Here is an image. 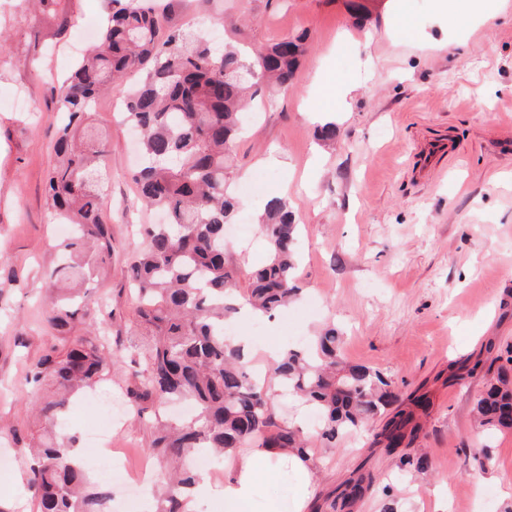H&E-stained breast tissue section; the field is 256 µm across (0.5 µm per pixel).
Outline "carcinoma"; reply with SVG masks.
<instances>
[{"instance_id":"cac0c4a2","label":"carcinoma","mask_w":512,"mask_h":512,"mask_svg":"<svg viewBox=\"0 0 512 512\" xmlns=\"http://www.w3.org/2000/svg\"><path fill=\"white\" fill-rule=\"evenodd\" d=\"M162 19L142 0H112L97 42L60 90L47 206L52 221L70 225L72 233L55 245L45 280V322L59 345L27 368L26 383L47 390L35 408L43 433L33 445L18 442L20 454L31 459L28 486L38 512H108L112 491L71 463L76 438L59 440L55 429L71 398L103 382L118 359L130 367L128 404L157 419L150 457L174 470L155 512H186L188 491L203 479L191 465L201 448L217 459L242 448H278L315 459L302 429L276 418L278 391L316 411L317 439L327 448L378 423L375 444L393 452L414 444L421 430L415 412L392 411L397 397L383 372L344 361V338L334 324L323 326L309 346L288 349L260 380L241 345L224 336V321L236 312L226 298L238 288L225 258V230L238 210L227 192L228 159L253 88L259 82L288 87L305 36L285 37L249 61L232 47L215 53L203 40L167 33ZM129 72L143 74L122 113L141 133L143 163L132 174L137 200L168 221L139 227L144 247L130 264L138 341L114 354L97 340L112 312L85 302L87 289L112 260L100 193L105 150L94 136L93 116L102 89ZM258 224L267 257L246 272L245 303L271 316L300 291L298 224L278 197L266 201ZM487 352L500 365L486 370L473 412L476 428L491 433L512 428V345L490 344ZM176 402L191 404L192 418L167 416L165 408ZM399 462L403 470L428 467L423 454L404 453ZM375 482L371 472L360 470L316 499L311 512H359Z\"/></svg>"}]
</instances>
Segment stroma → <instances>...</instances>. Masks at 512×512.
Returning <instances> with one entry per match:
<instances>
[{"instance_id": "stroma-1", "label": "stroma", "mask_w": 512, "mask_h": 512, "mask_svg": "<svg viewBox=\"0 0 512 512\" xmlns=\"http://www.w3.org/2000/svg\"><path fill=\"white\" fill-rule=\"evenodd\" d=\"M350 0H161L168 27L215 47L235 40L257 50L306 35L288 89L261 90L256 116L237 140L231 189L248 224L267 199L288 201L300 226V298L272 319L236 320L237 335L281 348L329 323L343 354L381 370L400 398L433 401L420 445L423 473L400 471L367 430L331 449L316 446L311 483L323 497L359 466L377 476L360 512H506L512 507V429L487 436L472 422L482 378L450 374L485 358L488 344H512V0L469 18L448 0L450 26L434 0H402L394 19L385 0H368L357 20ZM111 0H58L53 14L30 0H0V420L21 435L42 428V394L24 383L26 361L56 339L42 320L43 274L59 239L46 202V176L60 125V86L84 50L85 25ZM357 82L347 99L326 94L327 76ZM134 73L99 100L95 124L107 135L103 207L112 226V262L91 300L107 298L115 325L136 322L127 265L132 227L150 216L136 204L135 138L111 104L139 84ZM334 121L335 141L317 127ZM452 143L441 169L420 176L418 150ZM154 437L150 415L123 417L112 445L129 469ZM487 450L491 463L476 457ZM0 505L36 512L26 490L29 464L0 436Z\"/></svg>"}]
</instances>
